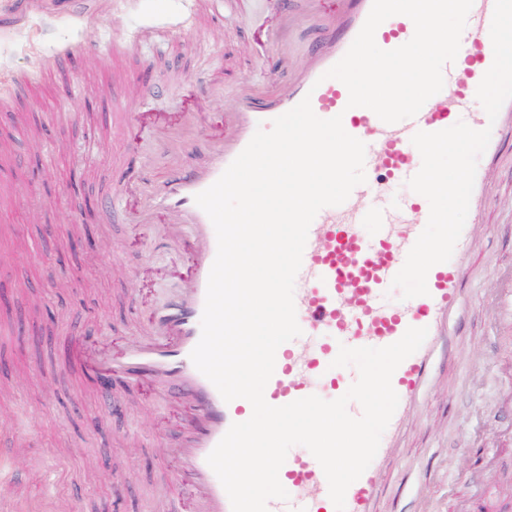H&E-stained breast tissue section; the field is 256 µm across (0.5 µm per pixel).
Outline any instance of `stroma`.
<instances>
[{"instance_id":"1","label":"stroma","mask_w":512,"mask_h":512,"mask_svg":"<svg viewBox=\"0 0 512 512\" xmlns=\"http://www.w3.org/2000/svg\"><path fill=\"white\" fill-rule=\"evenodd\" d=\"M270 0H0V90L29 77L0 111V166L32 202L6 205L0 188V277L11 304L47 339L42 354L0 369V447L16 476L0 501L25 494L31 512H164L169 452L185 411L147 388L101 394L68 359L73 334L88 351L116 355L139 336L152 307L187 286L189 256L164 247L161 224H132L138 190L74 223L111 185L112 159L149 155L163 179L182 156L150 148L137 119L204 131L231 111L242 79L263 83L251 56ZM93 53L70 57L69 45ZM162 83L166 94L141 95ZM132 122L115 124L114 109ZM493 204L482 223L475 273L465 284L460 334L466 356L436 358L420 414L386 481L381 512H443L482 497L486 512H512V331L492 291L512 273V144H505ZM117 252L119 261L105 257Z\"/></svg>"}]
</instances>
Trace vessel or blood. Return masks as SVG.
<instances>
[{"instance_id":"1","label":"vessel or blood","mask_w":512,"mask_h":512,"mask_svg":"<svg viewBox=\"0 0 512 512\" xmlns=\"http://www.w3.org/2000/svg\"><path fill=\"white\" fill-rule=\"evenodd\" d=\"M276 2L280 21L265 27L256 51L269 72L271 89L260 91L245 84L238 109L224 116L231 133L212 145L206 163L172 172L154 184L141 202L140 223H152L158 215L175 220L177 228L167 239L192 254L191 286L153 309L144 336L127 348L123 358L93 372L103 384L150 387L159 396L190 402L192 411L181 422L175 450L193 479L179 483L169 512H180L185 501L195 503V512H232L230 499L207 458L232 424L252 415L246 399L224 401L190 358L201 337L207 283L217 253L215 229L196 204V195L219 179L257 129H271L276 117L306 97L316 116L341 117L345 131L365 144V183L354 187L343 204L321 209L309 227L294 290L302 333L277 349L264 396L273 406L311 395L337 399L358 378L356 367H333L341 347H385L398 341L408 328H427L421 347L392 376L399 404L377 454L345 494V512H377L382 478L393 461L395 436L424 392L437 351L451 346L448 324L460 306L463 284L472 274L468 259L475 239L472 225H465L451 259L429 270L427 295L386 302L394 277L427 224L430 205L412 191L394 205L385 204L384 197L406 184L421 167L420 152L412 142L415 133L444 130L462 121L472 129L491 131L478 161L469 205L470 215L480 217L503 132L512 128V99L492 121L476 98L478 85L494 59L490 37L494 0H474L457 57L443 68V89L414 117L393 124L383 122L368 108L349 107L346 86L325 76L357 37L372 0H336V9L320 26L306 63L298 67L292 62L287 40L305 19L320 15L322 0ZM414 31L409 17L395 15L377 28L375 42L381 49L392 50L408 42ZM114 170L111 194L116 198L129 184L148 181L150 176L143 162L134 168L120 159ZM279 480L289 497L269 500L267 512H336L324 472L310 451L290 449Z\"/></svg>"}]
</instances>
